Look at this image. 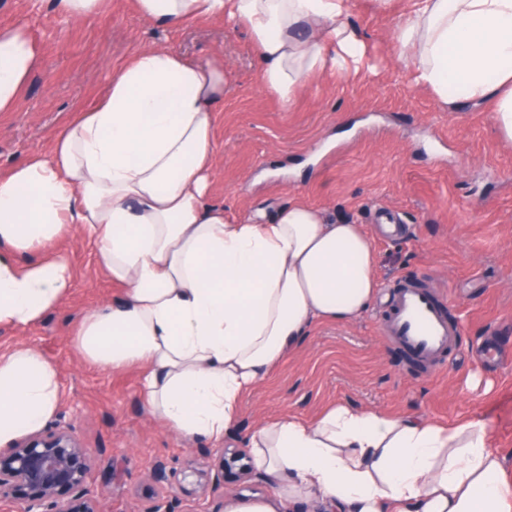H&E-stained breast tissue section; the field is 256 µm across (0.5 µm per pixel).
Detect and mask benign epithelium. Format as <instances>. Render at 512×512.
<instances>
[{"label": "benign epithelium", "instance_id": "benign-epithelium-1", "mask_svg": "<svg viewBox=\"0 0 512 512\" xmlns=\"http://www.w3.org/2000/svg\"><path fill=\"white\" fill-rule=\"evenodd\" d=\"M209 456L213 464L191 469L194 480L179 484L185 496L218 488L226 471L256 472L245 448H218ZM89 473V449L74 432L36 431L0 448V500L11 499V512H100L102 492L92 487Z\"/></svg>", "mask_w": 512, "mask_h": 512}]
</instances>
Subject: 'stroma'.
I'll use <instances>...</instances> for the list:
<instances>
[{
  "instance_id": "stroma-1",
  "label": "stroma",
  "mask_w": 512,
  "mask_h": 512,
  "mask_svg": "<svg viewBox=\"0 0 512 512\" xmlns=\"http://www.w3.org/2000/svg\"><path fill=\"white\" fill-rule=\"evenodd\" d=\"M382 14L351 0L349 20L366 36L377 70L319 77L291 108L261 87L244 30L206 19L159 29L132 0L81 21L51 0H0V28L24 27L43 63L16 107L0 112V169L50 153L60 128L98 102L112 65L144 44L192 58H223L229 85L214 128L209 203L230 218L272 215L295 195L340 223L362 225L373 241L379 293L352 325L325 323L274 366L240 403L225 446H242L260 424L291 413L317 417L331 404L416 414L447 423L475 415L491 447L512 455V144L494 132L489 106L435 98L415 86ZM73 284L35 326L0 328V352L34 346L56 367L60 404L47 427L69 428L90 448V482L102 512H143L154 497L172 512L195 498L150 472L183 473L206 463L207 442L189 443L144 410L140 374L89 363L73 338L84 317L117 291L80 233L66 241ZM402 277L426 281L461 328L436 367L411 363L380 331L381 313Z\"/></svg>"
}]
</instances>
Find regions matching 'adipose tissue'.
<instances>
[{"instance_id": "ef3b65f1", "label": "adipose tissue", "mask_w": 512, "mask_h": 512, "mask_svg": "<svg viewBox=\"0 0 512 512\" xmlns=\"http://www.w3.org/2000/svg\"><path fill=\"white\" fill-rule=\"evenodd\" d=\"M393 39L413 82L440 99L487 102L512 141V0H407ZM162 28L220 17L247 30L258 80L291 106L314 76L367 69L349 0H135ZM41 59L25 29H0V112ZM227 68L145 45L113 66L103 101L80 112L51 154L0 173V326L28 327L72 286L65 247L95 246L119 298L81 323L92 364L141 370L146 411L193 442L218 443L241 397L323 323L349 325L374 300L373 242L295 199L267 221L232 220L207 200L215 106ZM55 366L27 344L0 354V447L59 405ZM270 495L225 512H285L318 494L326 512H512V476L483 421L442 425L339 404L283 416L247 440Z\"/></svg>"}]
</instances>
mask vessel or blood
<instances>
[{"mask_svg": "<svg viewBox=\"0 0 512 512\" xmlns=\"http://www.w3.org/2000/svg\"><path fill=\"white\" fill-rule=\"evenodd\" d=\"M383 322L389 341L423 364L445 359L460 334L445 304L430 287L413 279L398 282Z\"/></svg>", "mask_w": 512, "mask_h": 512, "instance_id": "1", "label": "vessel or blood"}]
</instances>
